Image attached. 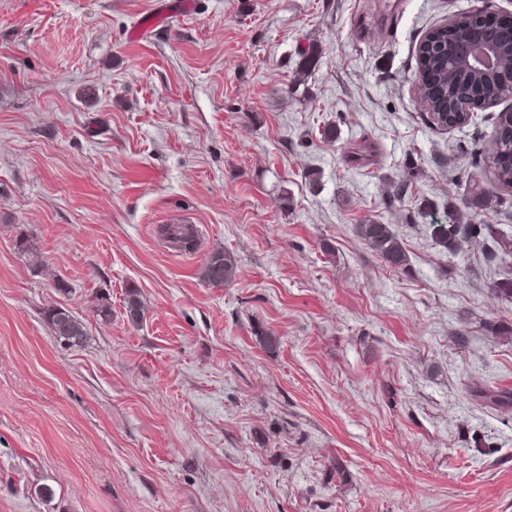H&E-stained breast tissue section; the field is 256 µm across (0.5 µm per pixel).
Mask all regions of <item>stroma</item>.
Returning <instances> with one entry per match:
<instances>
[{
    "mask_svg": "<svg viewBox=\"0 0 512 512\" xmlns=\"http://www.w3.org/2000/svg\"><path fill=\"white\" fill-rule=\"evenodd\" d=\"M156 2L0 0V512H512V407L471 394L512 390L505 263L427 229L477 185L512 235L483 161L512 99L445 129L415 93L427 32L512 0H167L141 31ZM357 236L377 253L388 266L403 269L407 265V255L403 243L387 224L356 225ZM236 270V259L226 250H214L208 254L203 270L202 279L213 287H222L230 281ZM45 321L53 335L71 346H81L86 328L83 322L64 307H52L45 311Z\"/></svg>",
    "mask_w": 512,
    "mask_h": 512,
    "instance_id": "35a3bbf8",
    "label": "stroma"
}]
</instances>
